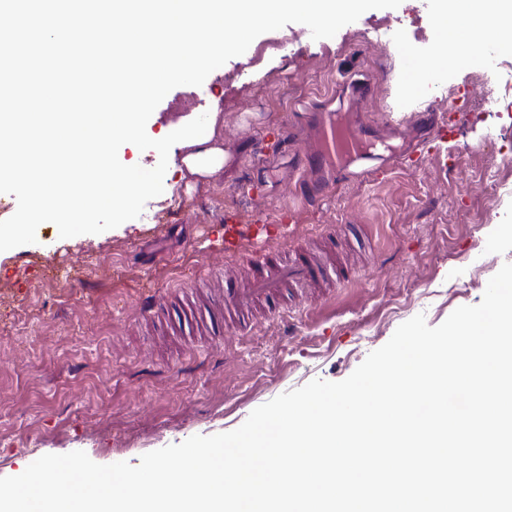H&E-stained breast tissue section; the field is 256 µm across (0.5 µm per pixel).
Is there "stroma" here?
I'll use <instances>...</instances> for the list:
<instances>
[{
	"instance_id": "35a3bbf8",
	"label": "stroma",
	"mask_w": 512,
	"mask_h": 512,
	"mask_svg": "<svg viewBox=\"0 0 512 512\" xmlns=\"http://www.w3.org/2000/svg\"><path fill=\"white\" fill-rule=\"evenodd\" d=\"M434 0H402L341 28L334 42L304 40L257 63L238 56L194 92L176 88L147 123L163 138L192 115L195 99L224 102V148L231 161L216 183L187 189L169 162L164 191L140 217L100 234L60 238L41 224L36 243L0 252V477L16 476L46 454L84 451L99 464L138 465L145 453L194 435L235 430L256 407L314 379L340 381L417 314L441 324L457 307L480 303L489 279L512 263V115L448 109V84H464L469 64L490 86L512 79V50L462 44V63L431 65L428 86L406 92L404 36L419 62L437 40ZM378 27L383 48L356 37ZM372 95L353 93L361 74ZM328 76L336 110L370 124L388 144L365 179L337 183L300 212L278 245L334 241L353 277L257 305L250 331L191 329L184 293L202 269L240 265L224 257L220 214L275 215L298 179L293 156L313 144L311 129L280 145L275 134L324 97L302 92ZM268 92L266 102L253 96ZM432 112L455 140L421 135L415 116ZM150 291L169 296L164 326L139 319Z\"/></svg>"
}]
</instances>
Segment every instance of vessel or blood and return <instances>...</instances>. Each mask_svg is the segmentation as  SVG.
Segmentation results:
<instances>
[{"mask_svg":"<svg viewBox=\"0 0 512 512\" xmlns=\"http://www.w3.org/2000/svg\"><path fill=\"white\" fill-rule=\"evenodd\" d=\"M311 123L315 129V145L297 162L299 189L285 207L291 215L321 201L337 176L348 175L350 161L363 158L378 148L369 127L353 128L343 114L319 112L312 115ZM241 223L244 222L239 215L226 216L224 254L227 259L245 266L244 279L224 281L203 311L186 314L188 323L195 324L202 319L218 322L223 320L226 311H242L292 286L325 280L326 269L310 249L301 246L285 256L273 250V243L284 236L283 225L255 215L247 222L250 232L245 235L241 232Z\"/></svg>","mask_w":512,"mask_h":512,"instance_id":"vessel-or-blood-1","label":"vessel or blood"}]
</instances>
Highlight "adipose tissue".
Returning a JSON list of instances; mask_svg holds the SVG:
<instances>
[{"label":"adipose tissue","instance_id":"obj_1","mask_svg":"<svg viewBox=\"0 0 512 512\" xmlns=\"http://www.w3.org/2000/svg\"><path fill=\"white\" fill-rule=\"evenodd\" d=\"M440 25L469 23L472 42L482 39V26L494 22L504 45L512 47V0H436ZM184 150L183 179H216L224 171L228 154L224 150V114L220 104H212L206 121L196 124L180 120L172 127Z\"/></svg>","mask_w":512,"mask_h":512}]
</instances>
